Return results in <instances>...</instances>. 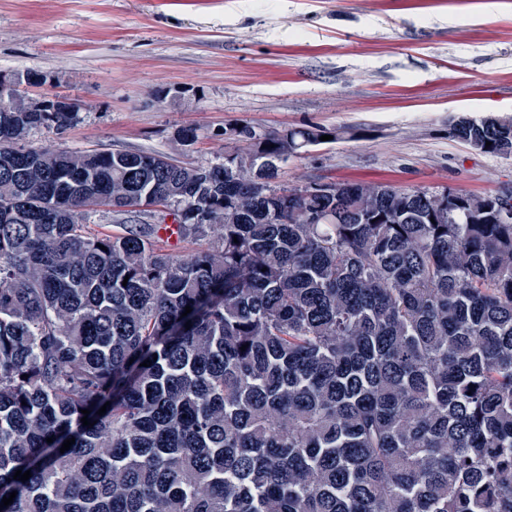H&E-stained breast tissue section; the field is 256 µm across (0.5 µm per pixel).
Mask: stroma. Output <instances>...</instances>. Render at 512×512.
<instances>
[{"mask_svg":"<svg viewBox=\"0 0 512 512\" xmlns=\"http://www.w3.org/2000/svg\"><path fill=\"white\" fill-rule=\"evenodd\" d=\"M0 74L79 109L26 148L198 166L237 149L225 129L318 125L340 138L279 184L512 189V157L448 133L462 113L512 116V0H0Z\"/></svg>","mask_w":512,"mask_h":512,"instance_id":"stroma-1","label":"stroma"}]
</instances>
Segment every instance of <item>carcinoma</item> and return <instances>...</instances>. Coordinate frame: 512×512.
<instances>
[{
  "mask_svg": "<svg viewBox=\"0 0 512 512\" xmlns=\"http://www.w3.org/2000/svg\"><path fill=\"white\" fill-rule=\"evenodd\" d=\"M13 105L0 112V500L16 497L0 512H512L501 197L362 183L300 197L273 180L340 135L313 126L244 127L248 166L17 148L78 113ZM452 131L512 154L511 118ZM149 193L185 204L179 236L208 247L160 251V224L83 231L77 207Z\"/></svg>",
  "mask_w": 512,
  "mask_h": 512,
  "instance_id": "obj_1",
  "label": "carcinoma"
}]
</instances>
